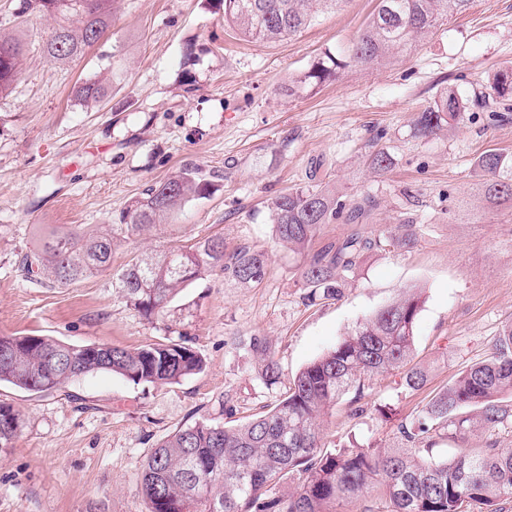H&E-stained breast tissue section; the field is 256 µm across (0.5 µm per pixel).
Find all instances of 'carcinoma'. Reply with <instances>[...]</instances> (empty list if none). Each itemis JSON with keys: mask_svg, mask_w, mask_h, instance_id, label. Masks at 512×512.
<instances>
[{"mask_svg": "<svg viewBox=\"0 0 512 512\" xmlns=\"http://www.w3.org/2000/svg\"><path fill=\"white\" fill-rule=\"evenodd\" d=\"M342 0H222L224 22L254 41L290 37L323 10ZM470 0H379L377 12L353 43L345 60L332 56L317 62L300 80L321 84L350 64L366 65L389 52H405L434 32L448 17L460 14ZM18 14H49L58 19L44 51L52 62L65 63L84 54L112 27V0H19ZM24 46L0 36V93L20 71ZM500 98L512 96V72L494 79ZM100 79L80 84L75 98L89 106L104 100ZM466 103L445 93L420 113L417 134L423 138L456 120ZM484 197L512 204V156L489 150L475 161ZM213 183L198 166H185L149 185L106 229H71L39 238L35 250L20 260L25 277L46 287L66 286L110 267L117 235L137 237L155 231L187 202L209 194ZM377 206L367 195L352 207L357 221ZM341 205L328 182L298 187L272 199L270 218L275 237L301 256L299 283L311 302L338 296L356 273L366 252L384 247L409 248L417 241L416 225L399 224L396 232L365 235L356 227L336 242L313 250L324 224L336 219ZM268 254L251 246L226 251L224 238L201 237L178 247L134 255L117 277L116 288L127 305L145 320L164 318L181 292L211 275L243 287L255 286L266 274ZM422 306L421 292L411 291L368 318L336 346L300 369L286 396L269 410L227 427L202 417L177 428L158 442L142 466L139 490L148 512H353L376 483L382 485L386 512H504L512 502V449L490 440L441 458L444 442H465L474 431L492 434L512 427V324L499 333L489 357L458 372L434 393L418 414L399 426L400 444L380 448L372 443L328 450L322 446L320 418L350 389H365L379 377L403 374L405 386L421 390L425 371L411 364L414 327ZM261 376L274 384L281 367L264 337L250 340ZM203 358L179 338L127 348L120 345L74 344L50 336H0V385L33 393H52L87 374L107 371L136 385L159 387L204 370ZM20 417L0 400V448L18 436ZM295 480V488L271 495Z\"/></svg>", "mask_w": 512, "mask_h": 512, "instance_id": "1", "label": "carcinoma"}]
</instances>
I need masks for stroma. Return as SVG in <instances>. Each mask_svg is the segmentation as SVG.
Masks as SVG:
<instances>
[{
	"instance_id": "1",
	"label": "stroma",
	"mask_w": 512,
	"mask_h": 512,
	"mask_svg": "<svg viewBox=\"0 0 512 512\" xmlns=\"http://www.w3.org/2000/svg\"><path fill=\"white\" fill-rule=\"evenodd\" d=\"M16 4L0 0V35L25 46L17 80L0 93V336L159 342L165 324L143 319L112 286L134 254L220 235L227 247L247 244L270 261L257 286L213 275L173 303L166 324L204 359L199 374L144 387L96 372L41 396L1 386L21 428L0 449V512H148L138 476L160 440L219 416L226 403L239 422L262 412L302 367L417 288L424 390L387 376L360 399L364 416L350 417L349 393L323 424L329 449L353 439L393 445L427 395L485 357L512 323V208L480 198L473 167L490 149L512 155V98L489 94L494 76L512 69V0H472L403 54L292 94L288 85L319 59L347 57L378 0H348L272 43L225 25L217 0H114L111 31L67 63L43 52L54 18L18 17ZM98 78L108 85L100 106L74 100L76 85ZM447 90L466 111L417 137L420 112ZM377 151L392 161L381 175L368 166ZM186 165L212 175L216 190L155 235L118 240L108 270L62 288L18 272L39 233L117 223L132 199ZM313 181L331 182L348 207L374 196L367 235L408 220L420 235L413 248L370 252L337 298L312 305L298 257L274 238L267 204ZM254 336L273 346L281 367L274 385L248 348Z\"/></svg>"
}]
</instances>
